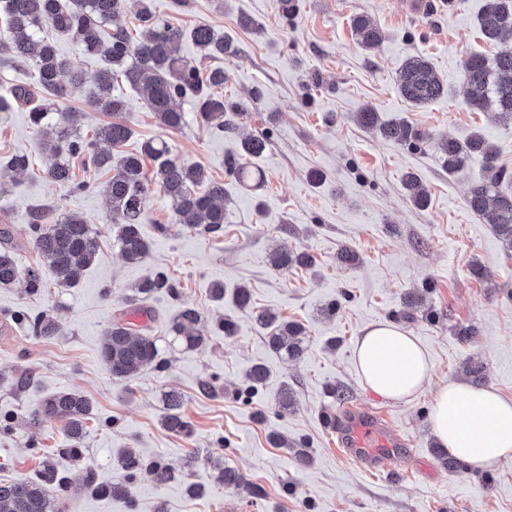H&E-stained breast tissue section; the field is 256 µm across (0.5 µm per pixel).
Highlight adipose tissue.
Segmentation results:
<instances>
[{"instance_id":"ef3b65f1","label":"adipose tissue","mask_w":512,"mask_h":512,"mask_svg":"<svg viewBox=\"0 0 512 512\" xmlns=\"http://www.w3.org/2000/svg\"><path fill=\"white\" fill-rule=\"evenodd\" d=\"M358 375L369 389L406 402L429 385L433 364L418 337L390 322L365 328L355 349ZM441 447L475 469L512 459V400L462 382L437 387L430 419Z\"/></svg>"}]
</instances>
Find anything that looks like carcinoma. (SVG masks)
I'll use <instances>...</instances> for the list:
<instances>
[{"label": "carcinoma", "instance_id": "cac0c4a2", "mask_svg": "<svg viewBox=\"0 0 512 512\" xmlns=\"http://www.w3.org/2000/svg\"><path fill=\"white\" fill-rule=\"evenodd\" d=\"M127 0H0V65L8 61H29L34 67L33 82L19 85L10 97L0 95V112H8L17 104L30 105V122L36 128L40 141L50 151L47 176L50 180L69 185L77 191L93 187L90 181L76 180L69 159L82 157L95 171L111 174L107 193L111 202V223L116 228V243L130 264L146 261L150 244L140 232V223L151 189L163 192L172 202L175 222L189 229L216 233L224 224V184L210 180L205 169L172 156L162 139L143 142L139 151L126 153L115 160L114 152L126 145L133 130L126 119L129 103L112 93L114 81L122 77L136 91L153 112L159 126L177 130L185 123L184 101L191 98L197 106V117L219 135L233 131L225 118L224 96L218 90L224 87V68L210 67L204 71L189 64L178 55V46L186 38L201 51L202 57L222 60L236 54L233 40L208 25H199L189 31L173 28L156 17L152 0H133L136 17L141 22L139 38L131 37L126 27L116 24ZM49 25L87 54L98 57L103 66L95 75L89 94L98 110L108 118L98 135L109 148L98 146V141L81 133L84 113L73 109H58L55 103L67 95L61 78L69 76L71 83L82 82L80 72L70 59L62 57L50 40L39 36L43 26ZM481 34L497 46L488 57L482 53L468 56L463 62L464 99L476 112H487L495 118L512 119V0H485L479 17ZM352 30L359 44L370 49L383 39L381 28L368 17L356 15ZM398 90L416 105L428 104L448 93L432 65L420 55L408 58L398 77ZM357 123L376 129L397 144L419 148L430 140V135L404 120L382 122L378 113L364 107L356 113ZM267 139L250 136L242 140L241 150L224 159L225 169L246 183L257 179L248 166L247 158L265 150ZM437 149L448 167L455 173L465 167L466 161L478 156L483 161L481 174L473 178L468 190L470 210L493 225L506 252L512 254V191L502 184L512 177L497 166V147L483 135L473 134L461 143L452 137L436 142ZM154 167L151 175L144 171L145 159ZM29 157L14 154L0 164V179L25 172ZM404 189L418 207L426 206L428 193L418 175L405 176ZM30 230L35 249L47 264L60 286L76 282L81 270L95 260L99 249L98 235L91 225L75 214H53L36 210L30 219ZM275 265L281 268L315 265L314 257L306 251L283 246L278 250ZM24 280L30 291L41 286L39 270H22L12 248L0 245V286H11ZM138 295L136 311L149 313L143 306L148 297L164 291L179 297L177 285L163 272H153L135 288ZM10 320L35 339H53L62 332V323L54 313L31 315L14 311ZM201 320L200 312L183 306L173 318L170 332L187 349H196L205 337L193 332ZM256 321L268 330L271 350L288 361L298 360L303 352L301 343L305 330L302 326L282 319L271 310H261ZM101 358L112 377L127 380L147 367L158 369L164 364L158 360L155 337L147 329L136 325L120 313L112 317L105 329ZM270 377L261 365L251 367L246 395L264 386ZM166 412L163 425L170 431L185 435L189 422L184 415L180 395H165ZM34 427L58 421L63 423L70 447L60 448L54 458L42 463L35 478L0 481V512H67L74 495L78 494L66 475L65 465L82 458L81 448L87 423L94 417L93 402L77 391H61L46 397L31 413ZM116 459L124 471V481L94 487L91 476H85L83 488L96 489L100 494L123 503L133 510L135 502L131 481L141 472H147L158 485L174 478L173 470L160 460H150L131 448H120ZM215 483L225 488L246 491L252 498L261 496V490L250 484L238 470L217 462Z\"/></svg>", "mask_w": 512, "mask_h": 512}]
</instances>
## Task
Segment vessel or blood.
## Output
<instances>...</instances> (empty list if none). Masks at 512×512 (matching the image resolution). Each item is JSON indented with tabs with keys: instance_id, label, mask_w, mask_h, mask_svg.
Wrapping results in <instances>:
<instances>
[{
	"instance_id": "b4317fda",
	"label": "vessel or blood",
	"mask_w": 512,
	"mask_h": 512,
	"mask_svg": "<svg viewBox=\"0 0 512 512\" xmlns=\"http://www.w3.org/2000/svg\"><path fill=\"white\" fill-rule=\"evenodd\" d=\"M335 429L339 449L370 474L392 465L393 449L408 446L379 409L348 407L337 418Z\"/></svg>"
}]
</instances>
